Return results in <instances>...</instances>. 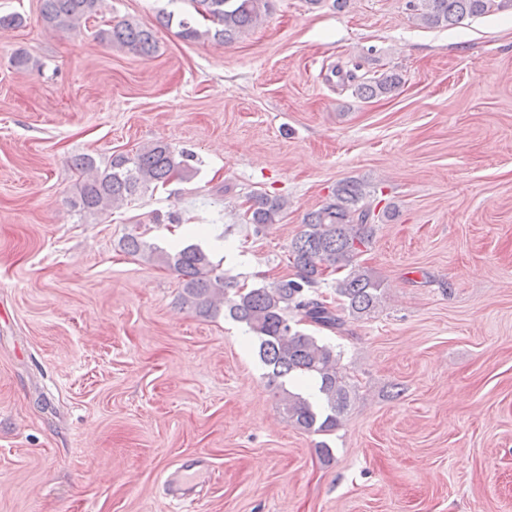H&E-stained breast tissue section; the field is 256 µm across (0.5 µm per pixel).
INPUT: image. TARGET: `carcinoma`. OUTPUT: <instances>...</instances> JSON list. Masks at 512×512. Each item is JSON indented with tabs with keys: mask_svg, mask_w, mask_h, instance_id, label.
<instances>
[{
	"mask_svg": "<svg viewBox=\"0 0 512 512\" xmlns=\"http://www.w3.org/2000/svg\"><path fill=\"white\" fill-rule=\"evenodd\" d=\"M195 15L182 14L177 26L189 40L213 39L229 43L256 27L269 11V0H187ZM426 25H455L470 17L512 7V0H408ZM102 0H41L40 15L46 28L79 33L101 9ZM211 22L198 23L195 16ZM99 37L143 58L153 56V32L134 20H124ZM403 79L384 72L356 85V93L374 99L396 92ZM189 154L164 142L142 146L135 154H114L104 165L89 155L74 159L72 168L81 177L72 207L88 216L120 208L133 198L163 186L173 177H192ZM365 193L357 181H341L332 196L308 213L292 240L289 258L296 276L272 285L244 288L224 274L210 255L197 244L160 248L133 230L122 246L133 256L174 270L181 279L182 306L196 315L212 318L226 312L247 325L259 341V356L270 369L269 379L288 422L308 433L336 430L351 402L353 386L339 366L340 354L333 346L300 329L314 326L342 334L347 319L370 316L381 302L383 285L358 263L369 247L374 223L380 214L363 202ZM245 223L261 233L277 223L288 207L282 197L256 193L248 198ZM345 270L336 279L338 307L317 293L324 273ZM312 380L321 394L316 409L300 393L286 388L287 381Z\"/></svg>",
	"mask_w": 512,
	"mask_h": 512,
	"instance_id": "cac0c4a2",
	"label": "carcinoma"
}]
</instances>
